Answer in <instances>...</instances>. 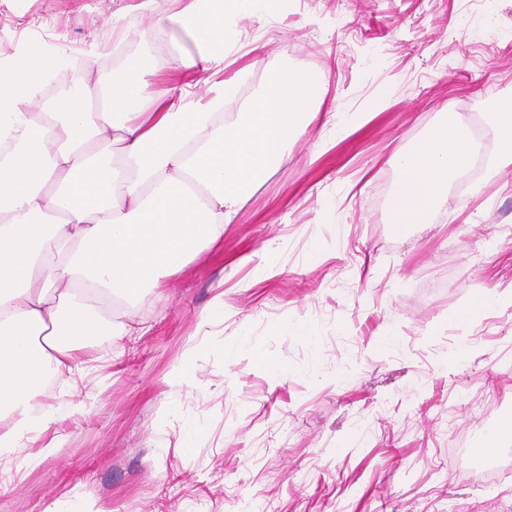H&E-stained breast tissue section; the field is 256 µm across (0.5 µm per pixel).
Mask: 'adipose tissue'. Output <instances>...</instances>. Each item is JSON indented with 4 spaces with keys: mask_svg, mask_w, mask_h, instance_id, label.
Here are the masks:
<instances>
[{
    "mask_svg": "<svg viewBox=\"0 0 512 512\" xmlns=\"http://www.w3.org/2000/svg\"><path fill=\"white\" fill-rule=\"evenodd\" d=\"M283 2L186 0L155 17L159 33L183 42L174 69L212 87L208 97L156 86L146 71H117L97 109L81 88L36 113L66 57L30 47L0 63V458L58 419L39 402L49 379L78 370L76 351L108 332L102 305L137 306L145 289L223 241L297 131L317 120L323 71L274 70L243 111H222L239 18H277ZM474 150L452 123L396 150L395 221L427 223Z\"/></svg>",
    "mask_w": 512,
    "mask_h": 512,
    "instance_id": "1",
    "label": "adipose tissue"
}]
</instances>
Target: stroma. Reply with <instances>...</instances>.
Returning <instances> with one entry per match:
<instances>
[{"instance_id":"1","label":"stroma","mask_w":512,"mask_h":512,"mask_svg":"<svg viewBox=\"0 0 512 512\" xmlns=\"http://www.w3.org/2000/svg\"><path fill=\"white\" fill-rule=\"evenodd\" d=\"M132 2L0 0V61L47 42L70 62L59 79L91 73L95 92L177 55L152 27L176 0ZM239 29L225 111L273 70L322 69L336 123L299 132L223 243L139 308L113 303L111 335L46 400L70 413L0 459V512L512 507V451L491 480L455 452L512 421V166L483 184L455 175L428 224L398 227L387 206L391 155L437 124L498 154L512 0H288L277 21ZM486 289L495 310L449 322Z\"/></svg>"}]
</instances>
